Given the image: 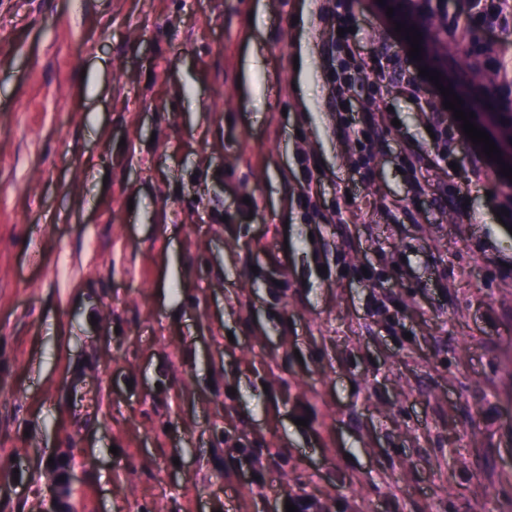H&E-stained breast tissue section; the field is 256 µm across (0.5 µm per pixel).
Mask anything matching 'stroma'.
Here are the masks:
<instances>
[{
	"instance_id": "35a3bbf8",
	"label": "stroma",
	"mask_w": 512,
	"mask_h": 512,
	"mask_svg": "<svg viewBox=\"0 0 512 512\" xmlns=\"http://www.w3.org/2000/svg\"><path fill=\"white\" fill-rule=\"evenodd\" d=\"M345 2L362 56L433 67L378 0ZM324 3L0 0V512H47L62 448L68 512H512L500 169L471 171L455 119L437 163L392 81L357 173ZM466 4L449 71L472 75V39L512 63ZM228 437L287 457L244 461L263 495Z\"/></svg>"
}]
</instances>
